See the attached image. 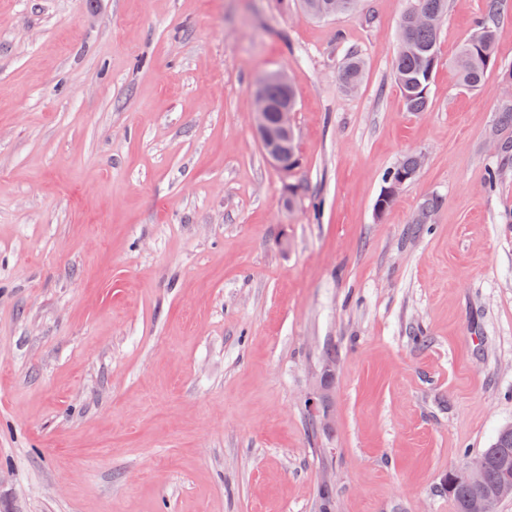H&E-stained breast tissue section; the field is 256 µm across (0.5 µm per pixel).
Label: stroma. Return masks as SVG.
I'll return each instance as SVG.
<instances>
[{"instance_id": "stroma-1", "label": "stroma", "mask_w": 512, "mask_h": 512, "mask_svg": "<svg viewBox=\"0 0 512 512\" xmlns=\"http://www.w3.org/2000/svg\"><path fill=\"white\" fill-rule=\"evenodd\" d=\"M482 3L409 112V0H0V512H318L328 477L333 512H454L512 424V0L483 84L453 66ZM281 69L286 174L253 134ZM415 158L416 156L414 155L408 156L399 165L391 168V170L387 172L385 185L388 186L394 180H397L403 173L407 172V170L415 164ZM421 164V157L418 156L416 164L410 169L408 174L402 175L398 181L393 182L388 187L385 186L386 188H384L382 195H379L380 199L376 205L378 212H384L392 204L400 188L406 183L407 179L415 176L420 169Z\"/></svg>"}]
</instances>
